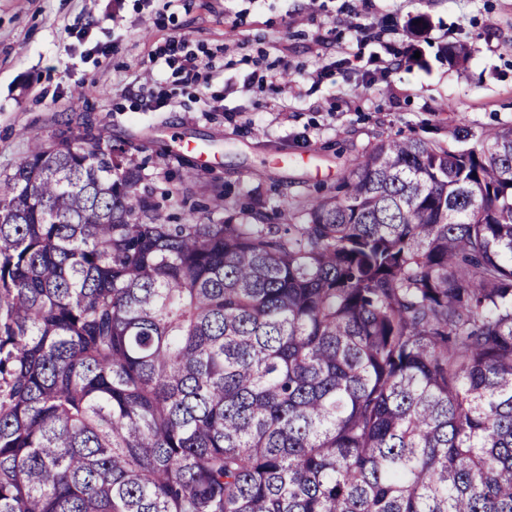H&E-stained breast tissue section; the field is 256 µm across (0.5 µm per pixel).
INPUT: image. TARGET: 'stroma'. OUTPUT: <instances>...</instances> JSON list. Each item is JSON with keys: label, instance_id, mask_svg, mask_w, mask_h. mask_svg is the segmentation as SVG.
<instances>
[{"label": "stroma", "instance_id": "stroma-1", "mask_svg": "<svg viewBox=\"0 0 512 512\" xmlns=\"http://www.w3.org/2000/svg\"><path fill=\"white\" fill-rule=\"evenodd\" d=\"M175 35L223 56V76L179 89L171 69H148ZM458 43L470 49L462 66L448 62ZM392 60L402 66L390 72ZM318 62L329 70L317 81ZM257 65L282 72L279 89L246 83ZM147 81L172 93L153 112L136 96ZM511 125L512 0H0V177L34 138L89 126L130 146L136 200L172 224L239 223L245 202L289 216L378 138Z\"/></svg>", "mask_w": 512, "mask_h": 512}]
</instances>
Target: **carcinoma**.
<instances>
[{
    "mask_svg": "<svg viewBox=\"0 0 512 512\" xmlns=\"http://www.w3.org/2000/svg\"><path fill=\"white\" fill-rule=\"evenodd\" d=\"M0 179V512H512V126L377 141L301 224Z\"/></svg>",
    "mask_w": 512,
    "mask_h": 512,
    "instance_id": "1",
    "label": "carcinoma"
}]
</instances>
